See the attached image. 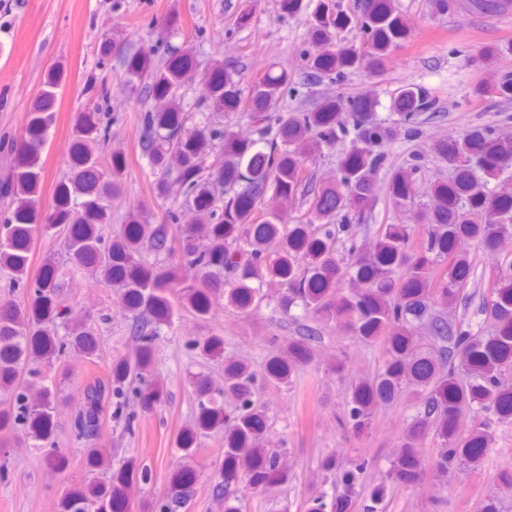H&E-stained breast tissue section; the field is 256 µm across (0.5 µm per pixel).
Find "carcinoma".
I'll list each match as a JSON object with an SVG mask.
<instances>
[{
  "label": "carcinoma",
  "mask_w": 512,
  "mask_h": 512,
  "mask_svg": "<svg viewBox=\"0 0 512 512\" xmlns=\"http://www.w3.org/2000/svg\"><path fill=\"white\" fill-rule=\"evenodd\" d=\"M465 2L488 16L512 10V0ZM350 24L361 31L360 45L333 44L332 30ZM310 28L320 48L310 64L314 79L339 78L359 66L378 68L406 35L391 0H363L354 17L339 10L336 0H320ZM104 52L121 59L124 78L142 95L165 102L162 110L141 117V153L157 175L156 197L169 200V177L175 176L196 220L179 223L171 207L159 221L132 214L105 240L103 226L112 223V200L123 193L127 159L113 155L110 171H99L95 154L104 149L108 127L95 111L79 113L72 175L58 186L52 211L40 215V153L59 86L58 72L51 71L25 133L11 144L13 172L0 191L11 197V215L0 223V270L17 281L28 279L34 242L50 231L64 236L68 266L46 258L28 300L0 304V391L10 403L0 410V434L20 426L30 447L53 444L58 392L42 368L100 353L98 336L84 323L58 335L59 280L89 274L115 287L119 313L129 319L141 347L134 357L113 361L109 381L79 388L72 428L88 468L101 466L96 441L109 406L118 409L132 396L144 411L164 402V387L153 376L155 343L161 327L171 324L174 294L200 320L221 300L224 308L241 313L274 302L285 313L300 306L305 314L297 335L270 353L262 374L245 361L229 360L219 388L204 370L191 376L197 411L177 435L176 447L189 456L202 439L224 436V460L212 486L224 499V512H243L249 491L288 481V468L267 449L261 387L290 383L315 361L313 343L321 339L322 327L336 322L365 346L383 343L385 355L373 377L352 387L343 426L358 430L377 408L399 401L410 411L392 460V480L420 486L430 471L455 476L481 470L499 437L512 432V253L501 249L502 240L512 237V192L487 190L489 180L512 170V140L485 127L433 143L430 152L455 176L430 188L435 204L418 216L422 234L403 224L371 226L363 223V213L373 206L378 185L396 205L417 193L422 155L396 165L381 146L423 137L417 117L432 107L424 89L398 92L391 123L378 120L366 103L341 112L331 98L312 112L286 109L271 118L269 103L294 84L288 70L266 74L245 94L224 65L213 67L198 105L222 112L247 103L265 150L204 120L187 128L178 89L195 66L191 52L159 63L152 50L131 54L117 38ZM350 134L336 179L317 184L307 162ZM218 140L222 149L216 156ZM74 193L85 197L78 208L71 206ZM367 233L374 240L369 252L357 245L358 235ZM462 239L493 257L490 274L478 271L459 249ZM275 240L279 249L270 254L267 246ZM176 256L197 268L193 283L176 282V267L169 263ZM226 271L231 285L221 288L217 277ZM471 285L483 287L481 295L468 291ZM189 347L205 365L224 359V339L215 334L196 336ZM32 378L41 380L36 400L29 396ZM463 415L469 427L461 432L457 420ZM368 466L364 458L324 455L321 469L341 472L342 490L330 499L323 491L311 496L306 512H387L389 488L365 485ZM150 481V469L131 456L109 481L95 480L68 494L62 512H130L128 488ZM195 484L190 466L177 468L155 503L158 512H188Z\"/></svg>",
  "instance_id": "cac0c4a2"
}]
</instances>
